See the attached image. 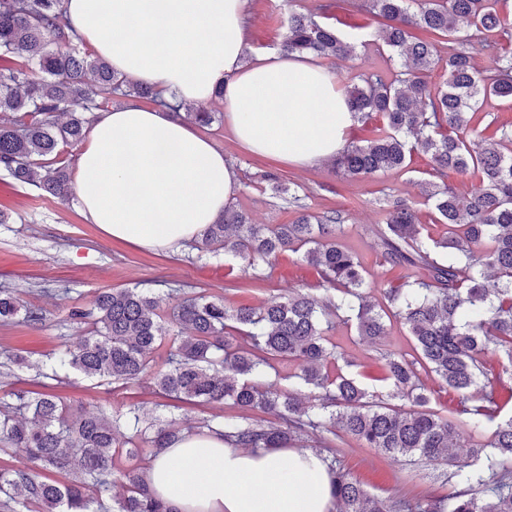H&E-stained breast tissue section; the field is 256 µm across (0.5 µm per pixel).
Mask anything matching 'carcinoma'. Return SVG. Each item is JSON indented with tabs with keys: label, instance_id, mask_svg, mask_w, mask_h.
Segmentation results:
<instances>
[{
	"label": "carcinoma",
	"instance_id": "obj_1",
	"mask_svg": "<svg viewBox=\"0 0 512 512\" xmlns=\"http://www.w3.org/2000/svg\"><path fill=\"white\" fill-rule=\"evenodd\" d=\"M63 0H0V59L17 57L25 68L0 73V169L15 181L66 201L68 168L57 164L60 147L83 141L86 114L104 111L116 95L147 99L174 114L184 109L175 97L132 83L103 58L81 51L67 31ZM383 20L379 40L406 71L386 82L369 78L347 91L354 118L381 115L384 126L363 145H349L336 157L351 177L403 168L413 145L430 154L433 170L478 179L460 194L447 182L424 189L448 237H424L413 206L390 203L380 232L383 263L413 271L385 291L386 306L365 293L370 284L360 259L340 245L344 217L302 215L294 224H253L242 212L205 228L206 248L224 243V256L258 275L286 251L303 252L319 270L325 295L291 290L258 307L231 308L204 290L173 289L161 296L148 289L112 288L90 307L69 314L75 329L94 330L73 342L62 338L37 377L59 378L74 371L84 378L124 386L150 378L156 393L181 405L231 402L247 415L217 423L239 448H295L309 433H343L385 455L418 457L452 467L446 496L414 502L368 493L329 459L339 512H512V414L503 410L512 387L490 380L482 354L503 353L512 366V137L488 141L471 125L480 98L512 99V53L500 52L495 37L512 28L493 0H428L414 12L410 0H368ZM426 28L458 43L442 57L436 46L415 37ZM55 49H49V46ZM281 50L324 58H346L355 47L297 11L288 15ZM479 52L493 57L487 73L476 65ZM442 70L443 86L429 74ZM355 321L356 332L375 345L395 319L408 331L416 357L385 355L389 392L371 391L340 365H351L328 336L333 319ZM9 288H0V322L39 323ZM169 341L162 365L156 351ZM296 366L295 388L284 391L269 380L276 362ZM435 374L461 395L452 411L465 431L426 408L428 390L419 370ZM0 399V456L27 454L28 462L0 466V512H177L153 495L146 472L163 449L183 433L213 430L211 421L162 420L137 403L106 413L72 411L56 396L26 392ZM398 399L404 407L389 400ZM473 444L463 462L452 449ZM125 458L120 468L116 461ZM63 472L65 483L48 482L39 470ZM124 493L106 499L110 488Z\"/></svg>",
	"mask_w": 512,
	"mask_h": 512
}]
</instances>
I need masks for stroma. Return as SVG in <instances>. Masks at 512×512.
Masks as SVG:
<instances>
[{
  "instance_id": "35a3bbf8",
  "label": "stroma",
  "mask_w": 512,
  "mask_h": 512,
  "mask_svg": "<svg viewBox=\"0 0 512 512\" xmlns=\"http://www.w3.org/2000/svg\"><path fill=\"white\" fill-rule=\"evenodd\" d=\"M292 11L315 15L354 43L353 56L323 62L341 89L362 84L369 76L389 80L400 71L399 61L389 58L377 37L379 19L366 10L363 0H248L250 47L258 52L278 50ZM208 109L217 118L211 125L199 127L198 132L223 151L239 174L232 206L248 213L256 224L293 223L298 213L286 207L273 191L277 183L298 191L310 213L341 211L344 226L340 242L366 267L374 284L370 291L373 303H381L382 289L398 285L404 277L403 269L380 263L379 233L385 224L387 201L408 200L426 234L436 239L447 235V225L440 223L437 212L421 195V185L432 171L429 154L415 151L407 168L365 178L343 175L329 162L298 168L273 157L251 154L220 118L222 103L210 102ZM0 212L8 217L7 223H0V288L21 289L23 301L46 314L38 324L0 323V353L19 354L33 362L46 360L59 337L72 335L68 319L72 308L88 306L97 293L110 288L164 292L202 288L222 297L227 305L255 307L288 288L307 292L318 286L316 268L298 253L282 254L273 269L254 276L225 258L219 245L203 252L190 243L174 253L153 252L106 237L85 221L75 201L46 197L1 170ZM330 337L350 355L353 375L368 386L384 373L383 353L413 352L410 336L397 323L376 345L360 341L351 322H337ZM46 389L66 404L90 411H109L132 402L150 409L159 401L147 380L116 388L96 385L72 373ZM329 453L373 494L417 499L452 490L440 478L443 466L432 462L408 465L350 436L334 440Z\"/></svg>"
}]
</instances>
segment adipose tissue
<instances>
[{
    "label": "adipose tissue",
    "mask_w": 512,
    "mask_h": 512,
    "mask_svg": "<svg viewBox=\"0 0 512 512\" xmlns=\"http://www.w3.org/2000/svg\"><path fill=\"white\" fill-rule=\"evenodd\" d=\"M247 0H64L70 25L114 71L186 104L223 90L224 121L248 151L299 167L333 160L353 118L307 55L247 58ZM238 184L223 151L189 122L130 102L98 113L73 187L88 223L147 251H176L217 223ZM179 512H333V475L301 448L233 447L184 435L147 471Z\"/></svg>",
    "instance_id": "1"
}]
</instances>
